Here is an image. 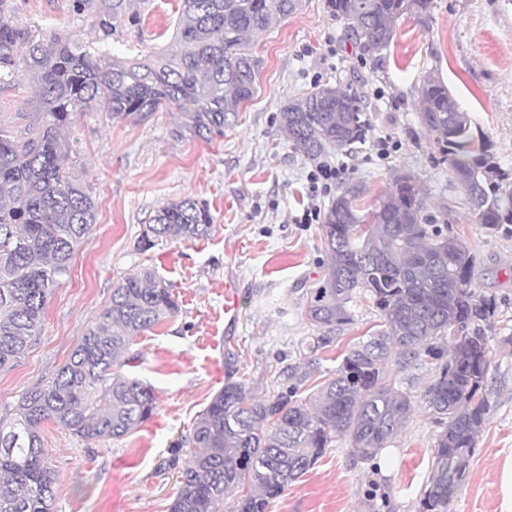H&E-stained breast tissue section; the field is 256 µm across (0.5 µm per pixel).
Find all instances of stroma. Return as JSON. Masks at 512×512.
Masks as SVG:
<instances>
[{"label": "stroma", "mask_w": 512, "mask_h": 512, "mask_svg": "<svg viewBox=\"0 0 512 512\" xmlns=\"http://www.w3.org/2000/svg\"><path fill=\"white\" fill-rule=\"evenodd\" d=\"M427 25L401 22L387 53L365 50L348 35L329 0H300L287 18L251 40L262 65L256 93L223 136L206 143L177 134L176 111L111 118L78 113L65 130L73 145L67 166L97 204L96 222L75 252L70 274L50 296L40 333L14 364L0 369V417L27 391L42 387L68 361L85 329L108 305L125 277L144 267L171 285L179 310L132 345L126 374L150 385L151 419L120 440L86 441L53 423L42 427L48 460L57 473L55 512H168L179 490L173 450L197 415L223 387L228 354L238 377L259 398L275 395L281 371L317 329L304 315L309 292L325 273L327 256L316 224L296 223L307 203L312 161L296 153L279 126L289 100L318 84H338L361 99L370 121L367 145L328 153L348 163L344 179L372 201L395 172L417 177L429 223L462 238L476 258L475 286L495 295L492 334L512 336V236L489 235L460 205L461 196L440 164L416 116L420 79L438 70L484 133L503 168H512V0H433ZM177 0H135L136 20L115 36L138 50L171 42ZM95 14H75L70 0H9L0 20L48 26L94 41ZM380 98H373V91ZM36 89L28 73L0 90V123L23 130L34 118ZM387 137L398 149L379 160L371 144ZM192 197L214 218L208 237L163 243L140 252L136 242L153 211ZM236 298L224 310L225 294ZM370 303L355 307L321 355L316 389L335 358L376 329ZM413 413L377 459H353L346 440L271 503L270 512H419L439 430L428 407L435 367H389ZM489 408L463 485L448 512H502L500 478L512 467V352H498L488 374Z\"/></svg>", "instance_id": "stroma-1"}]
</instances>
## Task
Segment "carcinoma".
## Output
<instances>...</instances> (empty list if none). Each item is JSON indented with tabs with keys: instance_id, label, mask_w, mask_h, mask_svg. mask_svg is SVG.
Returning a JSON list of instances; mask_svg holds the SVG:
<instances>
[{
	"instance_id": "cac0c4a2",
	"label": "carcinoma",
	"mask_w": 512,
	"mask_h": 512,
	"mask_svg": "<svg viewBox=\"0 0 512 512\" xmlns=\"http://www.w3.org/2000/svg\"><path fill=\"white\" fill-rule=\"evenodd\" d=\"M297 6L298 0H180L175 48L135 56L112 44L127 0H72L76 13L94 9L93 42L0 21V89L22 69L39 96L27 131L17 135L0 125V368L30 347L48 297L69 275L96 221L95 201L65 167L71 143L63 130L72 116H141L173 107L180 136L210 143L254 96L261 59L250 52L249 37ZM331 8L352 37L380 53L402 20L427 24L433 0H331ZM416 112L462 191L461 204L488 234L512 236V170L473 133L469 113L438 72L420 82ZM280 128L296 152L316 161L330 149L364 143L370 123L356 95L324 84L285 104ZM362 194L360 185H345L325 213L326 274L305 310L319 335L308 340L304 361L288 365L281 389L265 399L227 368L224 388L174 449L180 487L169 512H223L224 495L245 484L249 491L235 512H268L339 439L349 442L354 459H376L412 412L385 366L407 369L426 360L436 363L428 407L441 430L421 505L423 512H448L488 408L484 387L495 354L488 332L497 300L476 290L470 247L427 222L415 176L396 174L368 211L358 204ZM213 223L206 204L170 200L150 217L136 249L197 240ZM363 298L379 313V330L351 346L333 376L302 396L319 369L317 352L353 321L352 308ZM178 309L153 270L126 277L68 362L22 395L10 418H0V512H54L56 473L47 463L44 423L85 440H117L152 417L153 389L121 368L136 338Z\"/></svg>"
}]
</instances>
